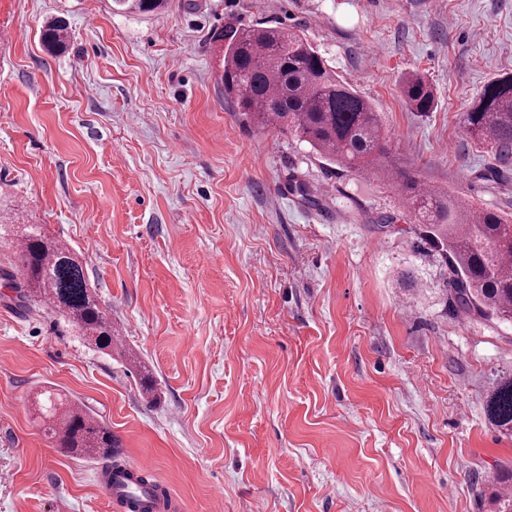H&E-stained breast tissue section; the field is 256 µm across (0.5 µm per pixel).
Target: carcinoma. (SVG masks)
<instances>
[{"label":"carcinoma","mask_w":512,"mask_h":512,"mask_svg":"<svg viewBox=\"0 0 512 512\" xmlns=\"http://www.w3.org/2000/svg\"><path fill=\"white\" fill-rule=\"evenodd\" d=\"M114 8L155 14L167 0H113ZM223 42L224 98L242 119L260 128L295 132L330 165L360 169L380 165L387 155V134L373 104L338 79L327 59L304 34L280 26L229 24L215 34ZM41 40L50 50L68 42L63 19L44 25ZM414 112H431L432 90L421 76L402 84ZM463 125L473 142L500 157L512 158V76L484 87L476 108L464 113ZM411 208L426 218L427 239L449 270L448 302L452 310L499 323L512 322V217L475 210L462 201L420 188L409 176L396 175ZM22 282L9 283L23 304L44 302L77 326L91 348L112 349V320L89 288L82 263L63 242L46 235L43 225L27 224L17 238ZM38 410L57 446L78 458H110L118 439L85 410L46 390ZM489 419L512 432V378L488 401ZM492 512H512V471L494 477L479 491Z\"/></svg>","instance_id":"cac0c4a2"}]
</instances>
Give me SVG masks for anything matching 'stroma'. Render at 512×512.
I'll use <instances>...</instances> for the list:
<instances>
[{"mask_svg":"<svg viewBox=\"0 0 512 512\" xmlns=\"http://www.w3.org/2000/svg\"><path fill=\"white\" fill-rule=\"evenodd\" d=\"M57 17L68 47L51 53ZM230 23L304 31L379 112L382 169L243 123L213 40ZM412 74L433 111L406 105ZM509 74L512 0H0V223L74 248L125 347L86 348L0 277V512H122L102 460L65 455L35 419L49 387L150 465L172 512L218 494L222 512H483L476 489L512 468L487 413L512 324L449 309L392 175L512 214V164L462 124ZM114 8L141 14H155L167 6V0H113ZM41 40L50 50H62L68 42V26L63 19H53L44 25Z\"/></svg>","mask_w":512,"mask_h":512,"instance_id":"35a3bbf8","label":"stroma"}]
</instances>
